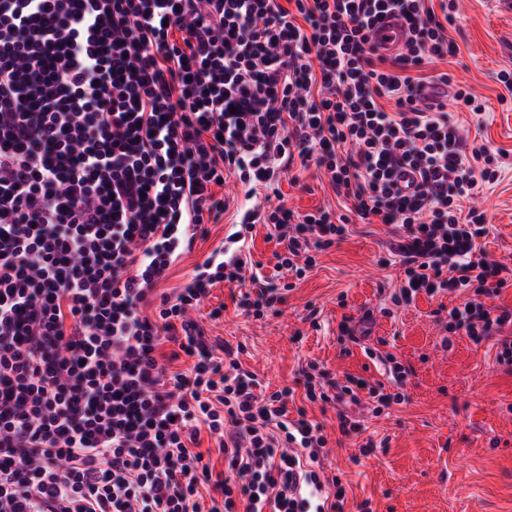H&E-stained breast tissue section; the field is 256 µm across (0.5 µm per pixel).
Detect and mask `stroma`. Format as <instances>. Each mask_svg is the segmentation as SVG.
<instances>
[{
	"mask_svg": "<svg viewBox=\"0 0 512 512\" xmlns=\"http://www.w3.org/2000/svg\"><path fill=\"white\" fill-rule=\"evenodd\" d=\"M449 34L459 46L457 57L433 61L425 70L449 71L455 84L484 105L480 117L456 112L452 118L466 129H481L489 147L505 153L498 161L500 179L484 187L475 203L488 218L483 249L493 258L512 257V98L501 101L505 89L499 80L501 71L512 72V10L500 0H458ZM279 186L271 205L346 211V200L316 169L294 166ZM208 231L173 264L162 290L185 284L232 228L224 220ZM389 237L385 225L350 223L347 238L322 252L316 267L287 292L280 314L260 320L242 315L231 288L220 283L194 317L210 341L245 344L241 362L267 389L294 385L300 370L314 362L331 377L380 381L389 392L393 386L383 365L365 347L347 345L339 331L343 317L373 310L367 347L394 354L413 369L404 388L407 401L366 422L379 449L360 456L355 441L340 436L334 409L307 408L330 442L325 470L346 487L345 512H358L365 500L372 512H512V375L497 367L492 343L476 345L457 336L451 349H442L445 331L435 312L456 305V298L421 294L411 307L392 309L389 295L400 284V271L378 263ZM218 307L221 317L210 318ZM311 312L312 325L304 321Z\"/></svg>",
	"mask_w": 512,
	"mask_h": 512,
	"instance_id": "35a3bbf8",
	"label": "stroma"
}]
</instances>
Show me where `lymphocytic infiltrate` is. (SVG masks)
Segmentation results:
<instances>
[{
	"label": "lymphocytic infiltrate",
	"mask_w": 512,
	"mask_h": 512,
	"mask_svg": "<svg viewBox=\"0 0 512 512\" xmlns=\"http://www.w3.org/2000/svg\"><path fill=\"white\" fill-rule=\"evenodd\" d=\"M456 0H0V512H344L330 448L293 388L260 392L232 344L214 347L191 312L211 288H238L257 319L283 287L217 247L172 293L158 285L181 254L231 214L229 242L273 225L277 268L304 276L344 240L326 208L230 210L235 177L275 191L294 163L315 166L364 223L392 229L379 263L404 280L392 302L447 291L443 345L494 341L512 373V265L479 241L484 212L463 200L498 178L445 103L482 106L449 74ZM407 27L375 53L386 13ZM193 357L183 372L164 356ZM393 392L362 378L306 373L307 402L336 407L342 437L376 444L346 409L372 416L406 401L410 366L381 358ZM218 442L216 470L201 433ZM210 507L202 509L203 492ZM405 39V23L396 14L387 13L377 21L371 34L372 46L381 54L396 52Z\"/></svg>",
	"instance_id": "obj_1"
}]
</instances>
